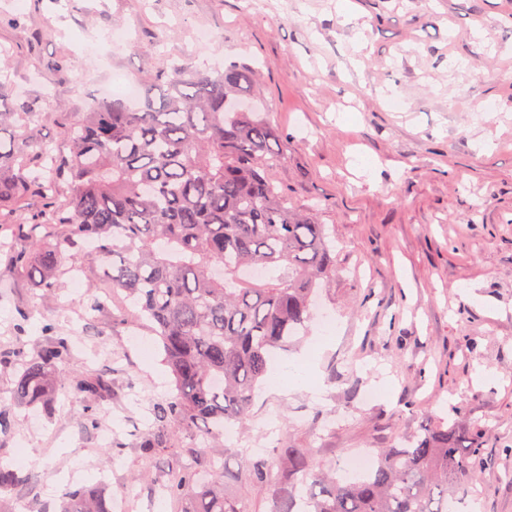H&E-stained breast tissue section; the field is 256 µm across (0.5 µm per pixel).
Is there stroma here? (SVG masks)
Masks as SVG:
<instances>
[{
  "mask_svg": "<svg viewBox=\"0 0 512 512\" xmlns=\"http://www.w3.org/2000/svg\"><path fill=\"white\" fill-rule=\"evenodd\" d=\"M355 2L347 16L340 0H0V109L31 101L34 141L64 154L65 127L115 78L172 62L255 68L252 94L288 138L270 177L336 238L339 273L319 308L339 330L323 343L312 322L301 345L317 352V387L258 391L248 428L219 451L225 493L267 512L269 486L246 458L288 441L340 464L457 407L491 430L478 512H512V0ZM123 27L131 40L112 53L105 36ZM202 28L216 38L199 46ZM93 290L68 277L45 299L0 271V345L20 332L36 346L54 320L74 334L66 373L110 370L118 394L95 433L72 391L54 414H21L4 459L40 496L13 503L53 512L64 488L102 483L126 512H180L153 491L163 464L139 449L170 378L122 293L78 322ZM479 366L488 379H474ZM109 435L122 454L107 453Z\"/></svg>",
  "mask_w": 512,
  "mask_h": 512,
  "instance_id": "1",
  "label": "stroma"
}]
</instances>
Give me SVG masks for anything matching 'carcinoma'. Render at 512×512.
<instances>
[{
  "mask_svg": "<svg viewBox=\"0 0 512 512\" xmlns=\"http://www.w3.org/2000/svg\"><path fill=\"white\" fill-rule=\"evenodd\" d=\"M255 74L229 65L200 71L186 64L144 76L142 98L103 99L64 130L69 153L48 158L43 143L20 145L39 112L18 100L0 111V229L31 193L65 201L32 224L0 258L49 298L72 271L94 281L104 271L151 323L172 378L153 404L140 442L170 472L162 491L186 498L185 512H245L224 494V467L213 465L227 423L246 425L269 362L308 331L320 292L336 279V245L311 211L288 206L269 178L288 157V141L258 109L245 106ZM35 349L22 337L0 354L19 408L51 410L59 392L83 395L82 425L99 426L97 408L112 399L111 374L68 376L72 339L44 326ZM488 429L464 418L426 425L373 469L336 477L315 469L290 444L246 461L252 480L273 483L269 512H448L470 492L483 466ZM17 490L38 499L29 473L0 462V512ZM57 512H112L99 486L64 492Z\"/></svg>",
  "mask_w": 512,
  "mask_h": 512,
  "instance_id": "obj_1",
  "label": "carcinoma"
}]
</instances>
